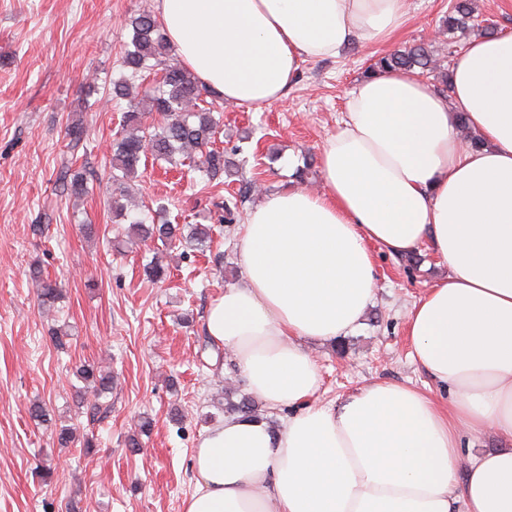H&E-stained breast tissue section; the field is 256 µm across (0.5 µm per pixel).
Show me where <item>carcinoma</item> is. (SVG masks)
Returning a JSON list of instances; mask_svg holds the SVG:
<instances>
[{
  "instance_id": "cac0c4a2",
  "label": "carcinoma",
  "mask_w": 512,
  "mask_h": 512,
  "mask_svg": "<svg viewBox=\"0 0 512 512\" xmlns=\"http://www.w3.org/2000/svg\"><path fill=\"white\" fill-rule=\"evenodd\" d=\"M471 0H454L448 19L442 24L443 32L453 35L468 29L472 18ZM131 48L122 58L126 75L112 82L114 99L128 101L120 130L112 139V174L109 177L112 212L119 218L127 216L125 205L120 203L126 185L139 177L142 158L151 155L155 161H164L172 168L192 167L204 173L208 180L224 175L227 160L224 152L209 148L223 114L215 105H199L204 88L197 78L175 57L173 48L162 32L161 24L149 10H139L129 20ZM160 73L151 86L137 90L135 82L150 71ZM399 70L413 74L438 73L443 84H448V73L440 70L435 46L418 43L396 50L374 60L367 74ZM163 118L156 124L150 121L153 114ZM59 180L70 195L81 198L88 192L84 172L69 166L62 168ZM255 191L251 182L241 184L234 195L221 203L222 215L219 223L231 224L236 218L238 204ZM132 234L141 239H157L167 245L176 240L189 245L204 247L211 238V228L203 224L192 227L185 235L176 224L164 221L161 224H145L133 219L129 226ZM33 279L39 282L43 304L49 305L58 298L59 288L44 280L41 271L33 269ZM76 377L84 382L79 391L81 400L91 394L100 398L111 389L112 378L101 373L90 363L80 365ZM224 412L229 415L245 414L259 416V405L249 396L238 401H227Z\"/></svg>"
}]
</instances>
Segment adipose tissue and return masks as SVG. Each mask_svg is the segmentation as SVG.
Instances as JSON below:
<instances>
[{"instance_id": "adipose-tissue-1", "label": "adipose tissue", "mask_w": 512, "mask_h": 512, "mask_svg": "<svg viewBox=\"0 0 512 512\" xmlns=\"http://www.w3.org/2000/svg\"><path fill=\"white\" fill-rule=\"evenodd\" d=\"M182 65L224 102L279 101L307 59L382 44L406 0H155ZM450 95L389 71L362 79L320 156L324 190L249 212L240 285L209 307L249 390L283 426L231 416L193 453L181 512H512V34L469 41ZM482 140L465 146L460 124ZM430 243L448 265L409 311L412 356L448 402L393 382L336 407L307 345L348 335L377 281L372 247ZM503 445L460 468L462 436Z\"/></svg>"}]
</instances>
